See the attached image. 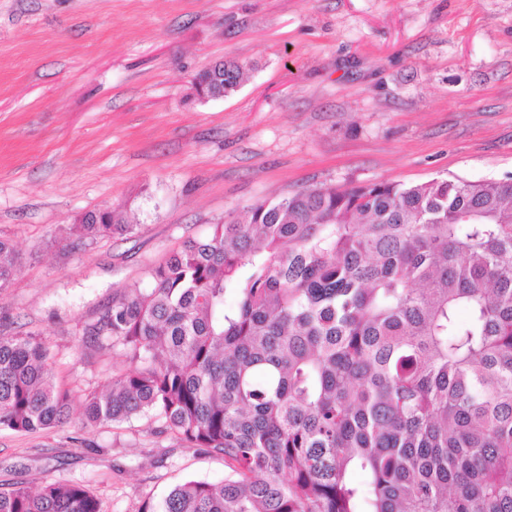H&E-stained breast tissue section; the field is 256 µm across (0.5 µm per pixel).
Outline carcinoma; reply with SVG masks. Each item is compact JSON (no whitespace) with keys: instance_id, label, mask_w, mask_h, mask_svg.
Returning a JSON list of instances; mask_svg holds the SVG:
<instances>
[{"instance_id":"obj_1","label":"carcinoma","mask_w":512,"mask_h":512,"mask_svg":"<svg viewBox=\"0 0 512 512\" xmlns=\"http://www.w3.org/2000/svg\"><path fill=\"white\" fill-rule=\"evenodd\" d=\"M246 65L224 61V95ZM115 214L70 227L123 235ZM16 272L0 237V288ZM94 331L135 367L89 424L151 415L224 457L141 512H512V176L316 187L190 239ZM37 336L0 334V427L68 420ZM0 512H101L81 481Z\"/></svg>"}]
</instances>
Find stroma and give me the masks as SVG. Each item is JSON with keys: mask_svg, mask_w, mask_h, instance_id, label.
<instances>
[{"mask_svg": "<svg viewBox=\"0 0 512 512\" xmlns=\"http://www.w3.org/2000/svg\"><path fill=\"white\" fill-rule=\"evenodd\" d=\"M221 60L248 80L198 99ZM510 174L512 0H0V333L44 337L71 399L63 426L0 429V491L79 479L101 512H140L223 478L152 418L82 416L130 367L89 328L186 239L300 190ZM113 208L130 234L70 236ZM16 272V260L11 243L0 237V288L9 284Z\"/></svg>", "mask_w": 512, "mask_h": 512, "instance_id": "obj_1", "label": "stroma"}]
</instances>
